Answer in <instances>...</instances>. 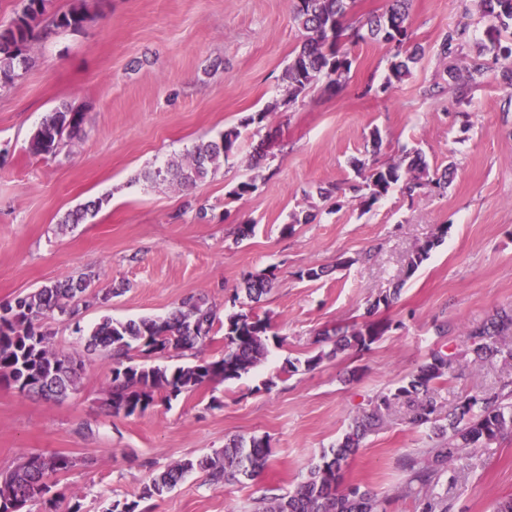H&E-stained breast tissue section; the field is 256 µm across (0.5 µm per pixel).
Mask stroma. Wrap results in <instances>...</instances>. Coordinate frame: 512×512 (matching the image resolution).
<instances>
[{
  "instance_id": "1",
  "label": "stroma",
  "mask_w": 512,
  "mask_h": 512,
  "mask_svg": "<svg viewBox=\"0 0 512 512\" xmlns=\"http://www.w3.org/2000/svg\"><path fill=\"white\" fill-rule=\"evenodd\" d=\"M89 9L81 31L33 42L30 67L0 91V304L68 275L116 294L42 324L57 351L82 363L68 398L0 383V470L31 452L79 458L55 490L81 512L124 499L138 500L139 512H249L269 489L284 494L305 481L369 398L440 345L464 352L468 327L512 305V89L500 79L481 0H413L411 41L422 56L403 82L385 87L393 50L368 39L353 46L342 89L322 81L293 103L282 81L300 42L291 0H89ZM457 26L467 30L463 54L443 57L441 39ZM475 61L484 76L457 103L447 71ZM64 103L84 112L80 139L56 157L30 156V135ZM230 127L242 132L238 151L192 189L148 179ZM417 151L430 171L455 166L446 190L410 196L396 187L368 209L349 194H319L356 182L354 160L388 164ZM243 181L254 191L234 196ZM98 197L94 218L61 223ZM241 224L253 227L243 239ZM443 224V242L405 276L407 256ZM271 265L277 278L252 311L283 345H270L241 379L157 399L139 415L108 413L112 362L86 349L95 323L163 318L189 294L221 310L244 273ZM310 266L326 276L299 279ZM393 288L397 300L378 312L392 327L378 344L283 373L286 361L319 352L318 333L361 321L368 301ZM442 321L444 338L435 331ZM500 376L499 364L470 365L439 398L453 408ZM254 436L271 445L258 478L214 489L197 470L165 497L139 500L158 471ZM429 444L426 430L393 413L343 478L386 499L388 512H414L398 494L402 462ZM438 490L453 512H492L512 497V434L470 451Z\"/></svg>"
}]
</instances>
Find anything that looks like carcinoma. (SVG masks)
<instances>
[{"instance_id": "obj_1", "label": "carcinoma", "mask_w": 512, "mask_h": 512, "mask_svg": "<svg viewBox=\"0 0 512 512\" xmlns=\"http://www.w3.org/2000/svg\"><path fill=\"white\" fill-rule=\"evenodd\" d=\"M49 0H19V7L7 22H0V90L11 87L32 62L30 47L40 37L56 31L80 30L90 20L86 0H73L62 12L49 13ZM293 20L302 42L283 73L288 102H294L307 90L327 79L339 89L351 71L354 58L339 47V39L348 36L356 44L370 37L387 44L397 41L390 74L383 90L401 82L411 74V66L421 57V47L410 44L411 0H389L388 7L366 18L362 28L348 30L346 18L354 0H292ZM484 13L492 18L489 30L496 59L512 61V0H482ZM466 28L448 30L440 43L441 55L460 56L465 45ZM466 75L449 71L450 78L460 83V92L474 85L484 75V66L473 63ZM84 113L63 104L48 113L31 134L28 152L34 156L54 157L64 140L78 139L82 133ZM241 132L232 127L219 138L201 141L187 151V157L176 168L155 169L152 179L165 182L173 177L177 184L189 188L205 179L238 148ZM360 182L349 185L364 206H371L396 185L413 195L422 188L445 189L453 174V165L440 174L430 173L422 155L415 154L408 163L368 165L354 161ZM101 199L89 200L67 213L62 224H80L94 217ZM442 226L438 234L416 247L406 259L405 277L412 276L430 252L447 235ZM277 266L271 265L242 278L247 299L260 301L277 278ZM91 279L65 278L46 284L14 302L0 305V380L25 396L63 399L76 386L81 370L73 357L56 352L50 337L41 331L43 320L59 316L71 319L76 314ZM398 290L377 295L366 307L364 318L330 339L333 347L304 360L307 370L315 369L323 360L346 355L351 351H368L379 342L390 324L375 318L380 308L390 307ZM224 328V355L220 358L199 357L186 366L161 367L136 363L130 352L145 357L161 356L171 350H193L212 340L216 327ZM469 363L497 362L505 369L496 390L466 395L450 411H443L437 399L438 385L460 375L463 357L439 347L409 376L393 387L374 395L368 410L353 419L350 430L336 447L322 453L306 481L285 495H265L254 501L252 512H387L386 500L376 497L359 484L342 485V470L355 455L361 442L385 415L396 408H406L409 423L430 429L433 445L422 457H408L403 462L406 473L401 489L413 500L416 512H448V502L439 499L435 488L448 467L462 459L467 448H480L512 433V306L502 307L490 319L465 331ZM281 344L284 337L272 331L268 318L243 311H232L219 317L203 297L187 295L178 309L164 318L142 317L115 321L104 317L91 330L87 349L100 351L112 360V378L107 406L115 415L126 417L143 414L152 407L155 396L168 399L192 392L214 381L239 379L266 357L270 343ZM271 449L267 439L234 438L224 451L214 457L187 458L154 476L144 485L141 499L161 497L170 492L195 470L206 473L208 485L218 489L227 484L254 479L268 466ZM78 465V460L60 453H30L15 469L0 473V512H21L27 503L40 502L57 506L49 496L54 478Z\"/></svg>"}]
</instances>
